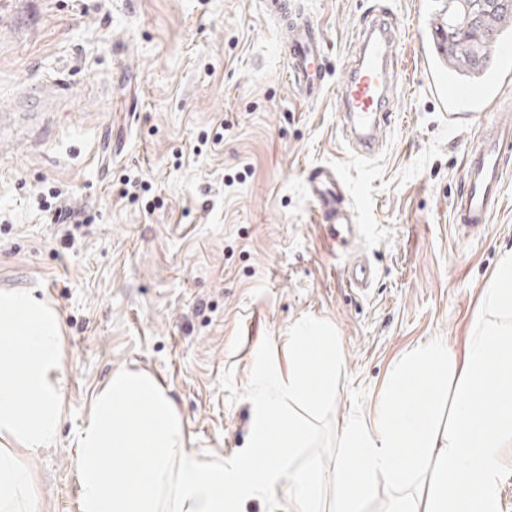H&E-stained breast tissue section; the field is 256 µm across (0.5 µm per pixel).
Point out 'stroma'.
<instances>
[{
	"instance_id": "35a3bbf8",
	"label": "stroma",
	"mask_w": 512,
	"mask_h": 512,
	"mask_svg": "<svg viewBox=\"0 0 512 512\" xmlns=\"http://www.w3.org/2000/svg\"><path fill=\"white\" fill-rule=\"evenodd\" d=\"M295 2L328 42L317 100L289 84L266 0H0V289H35L63 332L59 433L21 454L36 512H80L78 436L114 369L157 381L189 448L231 456L249 442L260 360L287 357V336L310 320L343 354L312 451L333 468L337 422L374 420L411 351H461L482 289L512 254V153L482 234L453 228L465 142L512 111L451 125L434 89L447 62L437 0ZM375 4L404 20L396 118L361 157L335 84ZM61 73L73 88L63 103ZM317 165L347 182L354 224L340 252L308 194ZM129 176L141 182L133 195ZM51 187L86 218L74 245L37 209L35 192ZM358 259L374 270L360 290L344 278Z\"/></svg>"
}]
</instances>
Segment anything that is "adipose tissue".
<instances>
[{
	"instance_id": "adipose-tissue-1",
	"label": "adipose tissue",
	"mask_w": 512,
	"mask_h": 512,
	"mask_svg": "<svg viewBox=\"0 0 512 512\" xmlns=\"http://www.w3.org/2000/svg\"><path fill=\"white\" fill-rule=\"evenodd\" d=\"M62 360L56 310L34 290L1 289L0 512H33L36 489L19 452L57 436ZM340 366L336 339L320 323L297 326L287 363L270 355L259 366L248 450L210 462L188 448L183 420L153 378L112 371L79 436L81 512H240L259 495L287 500L288 512H367L382 486L383 512H498L512 449V254L483 288L461 353L431 343L403 359L376 423H337L336 463L325 470L306 456L316 433L291 407L332 400ZM443 385L441 422L434 400ZM485 389L496 395L490 413Z\"/></svg>"
}]
</instances>
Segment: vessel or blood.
<instances>
[{
  "mask_svg": "<svg viewBox=\"0 0 512 512\" xmlns=\"http://www.w3.org/2000/svg\"><path fill=\"white\" fill-rule=\"evenodd\" d=\"M288 45V73L292 84L310 100L327 88L326 42L321 29L307 15L293 10L288 0H267ZM399 24L385 13L368 12L357 28L356 55L338 87L343 127L358 152L372 154L378 134L391 122L393 97L387 65L398 46ZM441 99L450 114L477 115L504 105L499 82L486 77L477 83L441 85ZM512 149V124L495 122L468 145L464 153L462 185L454 202L452 222L464 237L479 235L489 224L501 187L503 156ZM307 187L325 224L352 223L346 184L340 172L314 167Z\"/></svg>",
  "mask_w": 512,
  "mask_h": 512,
  "instance_id": "obj_1",
  "label": "vessel or blood"
}]
</instances>
